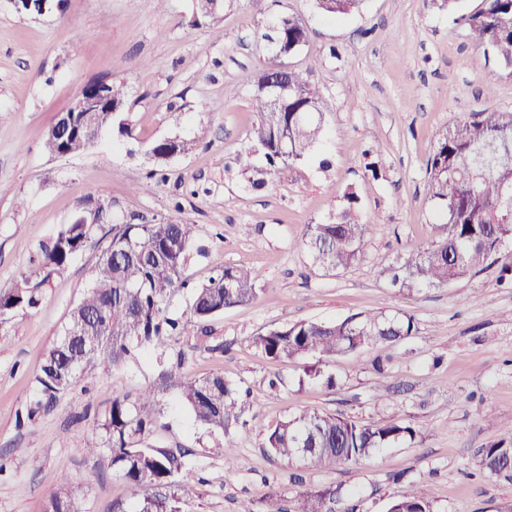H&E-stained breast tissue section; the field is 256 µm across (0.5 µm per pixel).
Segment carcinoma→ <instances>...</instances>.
<instances>
[{"mask_svg":"<svg viewBox=\"0 0 512 512\" xmlns=\"http://www.w3.org/2000/svg\"><path fill=\"white\" fill-rule=\"evenodd\" d=\"M238 0H195L194 23L214 26L225 9ZM365 0H314L315 9L327 16L361 13ZM467 37L483 49L496 66L512 76V0H480L476 9L462 16ZM271 61L254 78L250 100L257 119L249 131L250 148L236 157L247 172L249 156L257 148L269 171L276 172L308 157L321 140L322 95L308 74L295 68L279 69L283 61L310 41V33L298 18L283 15L268 26ZM112 101L122 109L100 119V125L131 135L128 95L113 81ZM286 88L277 97L271 87ZM91 134L82 133L60 143L53 132L44 138L52 155H74L87 150ZM193 143L177 138L156 141L151 153L159 160L187 154ZM429 198L439 212L443 234L425 247L408 248L389 277L398 292L413 293L443 288L469 278L483 269L500 250L501 241L512 240V110H487L471 120H455L440 133L425 168ZM363 206L357 191L344 193L328 221L308 224L302 244L313 264L325 272L352 267L362 256L368 223L362 221ZM102 208L89 210L66 225L43 250V266L64 269L78 254L93 245L98 236H110L94 267L92 284L71 310L67 325L48 350L32 412L51 407L57 394L70 388L80 372L91 365L109 369L135 356L141 348L157 352L160 368L156 384L135 399L115 398L100 423L101 434L85 447L112 452V468L134 486L137 502L131 509L115 512H181L174 489L187 471L188 448H168L144 443L157 425L152 413L157 394L170 388L180 392L194 422L224 434L217 452L230 461L234 433L246 426L242 413L251 402V391L234 387L219 374L184 380L165 356L166 340L180 336L190 323L205 322L226 309L247 305L261 291L259 271L226 265L208 282L189 286L181 278L194 241V225L163 219L145 223L100 224ZM44 280L22 273L8 289H0V323L19 309L38 303ZM191 288L190 317H174L166 299L181 288ZM416 333L412 317L404 314L358 313L336 321L302 320L260 334L253 342L269 358L280 361L310 357L308 376L328 386L335 379L323 366L341 354L380 343H396ZM416 431L402 421L378 425L316 411L291 415L270 428L264 448L278 458L298 461L308 467L345 466L368 458L381 448L414 440ZM483 471L512 472V443L493 442L479 452ZM340 492L333 486L299 493L291 508L265 512H335ZM46 512H84L60 479L50 493ZM388 512H433L426 489L411 486L394 498Z\"/></svg>","mask_w":512,"mask_h":512,"instance_id":"obj_1","label":"carcinoma"}]
</instances>
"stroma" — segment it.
<instances>
[{
  "instance_id": "obj_1",
  "label": "stroma",
  "mask_w": 512,
  "mask_h": 512,
  "mask_svg": "<svg viewBox=\"0 0 512 512\" xmlns=\"http://www.w3.org/2000/svg\"><path fill=\"white\" fill-rule=\"evenodd\" d=\"M478 4L458 0L452 16L431 0H366L362 14L331 20L313 0H239L214 30L194 25V0H48L40 12L0 0V289L40 269L42 247L92 200L111 225L134 214L195 225L198 249L182 270L191 283L225 265L262 275L252 303L167 342L168 354L185 357L182 376L220 374L253 398L228 463L216 452L221 434L195 425L177 392L160 397L148 443L193 451L177 489L181 512H257L266 495L281 507L328 485L342 492L341 512H386L412 485L428 490L434 512H512V479L478 466L480 448L512 442V243L487 270L444 288L403 295L388 277L410 244L440 236L425 183L437 135L449 121L512 109V77L456 19ZM283 14L310 31L289 63L312 69L328 137L255 191L235 157L249 145L254 77L270 57L260 33ZM331 45L340 59L326 56ZM99 78L126 85L132 136L108 129L84 153L48 154L44 135L58 113ZM228 85L237 96L225 95ZM171 137L193 141V150L155 159L152 144ZM372 161L378 173L368 170ZM350 186L371 220L363 259L328 275L312 265L302 234L327 221L333 192ZM99 254L89 247L51 272L38 305L0 325V512H44L63 476L86 512H113L135 498L110 453L88 454L85 443L114 398L155 383L152 351L108 370L86 368L53 411L25 417L44 356ZM361 312L410 315L418 332L336 357L326 366L332 388L307 377L309 359L274 362L252 343L301 320ZM203 330L210 338L200 347L193 335ZM379 378L398 394L375 398ZM306 410L400 420L417 437L337 469L269 455L266 432Z\"/></svg>"
}]
</instances>
